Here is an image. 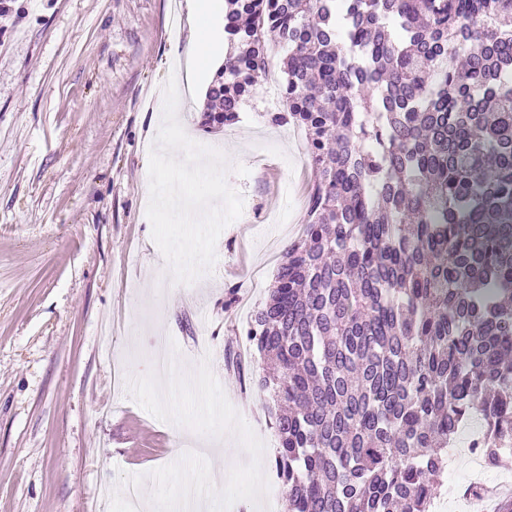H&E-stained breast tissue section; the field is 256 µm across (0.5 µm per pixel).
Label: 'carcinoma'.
Returning a JSON list of instances; mask_svg holds the SVG:
<instances>
[{
	"label": "carcinoma",
	"mask_w": 512,
	"mask_h": 512,
	"mask_svg": "<svg viewBox=\"0 0 512 512\" xmlns=\"http://www.w3.org/2000/svg\"><path fill=\"white\" fill-rule=\"evenodd\" d=\"M202 126L281 48L317 180L246 336L288 512H429L472 421L512 452V0H225Z\"/></svg>",
	"instance_id": "1"
}]
</instances>
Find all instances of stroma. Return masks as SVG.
<instances>
[{
	"mask_svg": "<svg viewBox=\"0 0 512 512\" xmlns=\"http://www.w3.org/2000/svg\"><path fill=\"white\" fill-rule=\"evenodd\" d=\"M185 0H0V512H124L122 474L177 461L186 446L235 465L232 436L152 416L132 379L153 369V341L175 342L193 373L198 342L225 396L264 442L274 512H287L276 469L266 363L246 337L250 315L306 220L313 169L303 139L267 118L265 91L236 123L201 127L205 90L177 117L222 146L241 217L216 242L213 269L173 283L146 216L149 151L163 87L181 75ZM275 214L277 224H259ZM472 424L459 428L442 494L470 477Z\"/></svg>",
	"mask_w": 512,
	"mask_h": 512,
	"instance_id": "1",
	"label": "stroma"
}]
</instances>
